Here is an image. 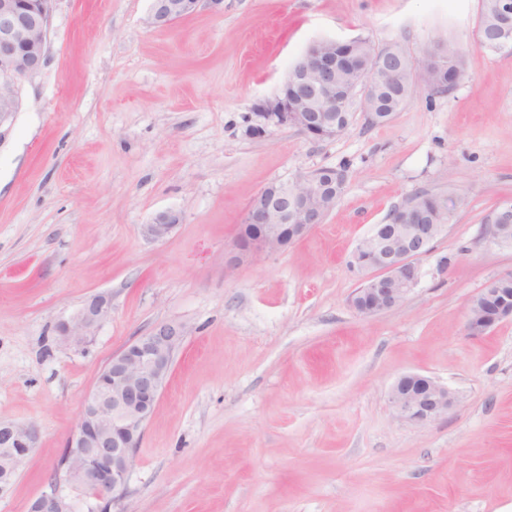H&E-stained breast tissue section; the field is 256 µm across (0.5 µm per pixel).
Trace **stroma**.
<instances>
[{
    "label": "stroma",
    "instance_id": "1",
    "mask_svg": "<svg viewBox=\"0 0 512 512\" xmlns=\"http://www.w3.org/2000/svg\"><path fill=\"white\" fill-rule=\"evenodd\" d=\"M151 0H56L48 59L22 82L0 145V420L39 429L0 512H28L113 354L156 324L188 330L111 512H512V320L464 331L468 301L512 271L485 215L512 200V55L477 43L479 0H224L167 27ZM461 48L449 93L417 84L388 124L354 112L338 137L262 125L314 41ZM262 126L261 134L251 129ZM346 165L323 224L237 259L264 187ZM466 207L398 308L359 314L347 260L416 194ZM183 216L159 243L141 227ZM112 309L82 347L57 323L90 296ZM447 386L419 425L396 379ZM389 400L398 418L426 424L447 414L455 396L429 376L405 373L393 384Z\"/></svg>",
    "mask_w": 512,
    "mask_h": 512
}]
</instances>
